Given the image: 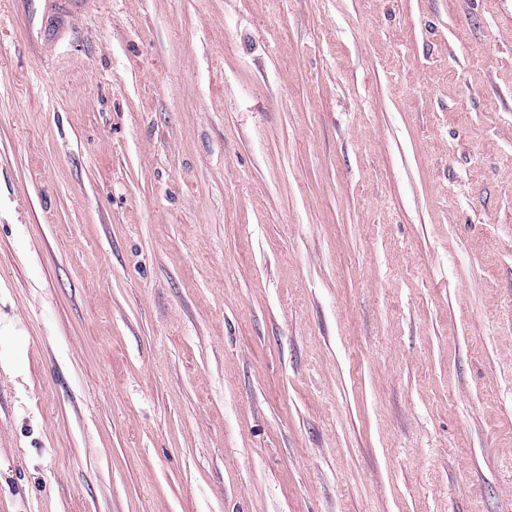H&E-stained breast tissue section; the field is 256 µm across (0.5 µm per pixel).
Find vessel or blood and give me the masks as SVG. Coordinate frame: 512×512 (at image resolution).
Returning a JSON list of instances; mask_svg holds the SVG:
<instances>
[{
    "label": "vessel or blood",
    "instance_id": "vessel-or-blood-1",
    "mask_svg": "<svg viewBox=\"0 0 512 512\" xmlns=\"http://www.w3.org/2000/svg\"><path fill=\"white\" fill-rule=\"evenodd\" d=\"M94 0H7L14 25L20 27L31 50L56 45L66 21L86 12Z\"/></svg>",
    "mask_w": 512,
    "mask_h": 512
}]
</instances>
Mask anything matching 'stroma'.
<instances>
[{"instance_id": "1", "label": "stroma", "mask_w": 512, "mask_h": 512, "mask_svg": "<svg viewBox=\"0 0 512 512\" xmlns=\"http://www.w3.org/2000/svg\"><path fill=\"white\" fill-rule=\"evenodd\" d=\"M0 512H512V0L0 21Z\"/></svg>"}]
</instances>
